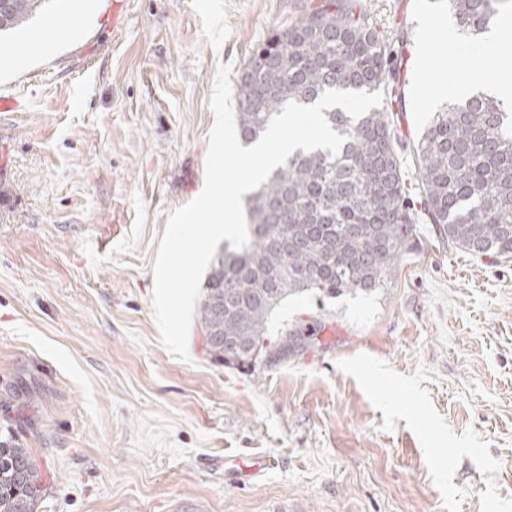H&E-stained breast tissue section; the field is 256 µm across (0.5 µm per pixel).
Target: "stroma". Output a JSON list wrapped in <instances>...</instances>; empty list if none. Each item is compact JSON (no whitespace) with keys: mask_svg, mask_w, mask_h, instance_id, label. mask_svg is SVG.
<instances>
[{"mask_svg":"<svg viewBox=\"0 0 512 512\" xmlns=\"http://www.w3.org/2000/svg\"><path fill=\"white\" fill-rule=\"evenodd\" d=\"M401 34L393 105L407 193L432 70L512 74L425 36L438 0H363ZM51 0L0 54V441L32 449L36 512H512V257L420 221L384 286L293 298L274 331L315 349L244 371L159 341L153 264L169 213L204 184L219 64L239 83L288 0ZM267 457L238 481L221 458Z\"/></svg>","mask_w":512,"mask_h":512,"instance_id":"35a3bbf8","label":"stroma"}]
</instances>
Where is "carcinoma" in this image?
Here are the masks:
<instances>
[{"label":"carcinoma","instance_id":"cac0c4a2","mask_svg":"<svg viewBox=\"0 0 512 512\" xmlns=\"http://www.w3.org/2000/svg\"><path fill=\"white\" fill-rule=\"evenodd\" d=\"M47 0H11L0 34L22 28ZM458 34L477 40L506 0H442ZM394 55L361 0H301L253 51L239 84L241 140L257 142L289 101L327 90L374 91ZM346 136L339 153L298 150L247 195L249 245L216 252L202 285L199 323L208 353L229 367L306 351L314 326L270 322L290 297L324 303L383 287L416 235L390 115L323 110ZM426 220L475 255H512V109L476 90L439 107L417 146ZM43 493L31 449L0 441V512H36Z\"/></svg>","mask_w":512,"mask_h":512}]
</instances>
